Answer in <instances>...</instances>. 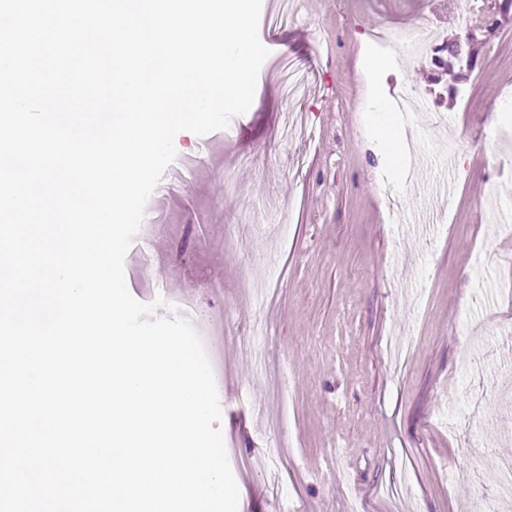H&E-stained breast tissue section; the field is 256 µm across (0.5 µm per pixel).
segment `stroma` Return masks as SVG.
I'll return each mask as SVG.
<instances>
[{"label": "stroma", "mask_w": 512, "mask_h": 512, "mask_svg": "<svg viewBox=\"0 0 512 512\" xmlns=\"http://www.w3.org/2000/svg\"><path fill=\"white\" fill-rule=\"evenodd\" d=\"M428 16L438 43L470 38L473 66L432 53L384 65L377 85L430 105L403 115L424 136L416 178L380 163L357 67L377 21ZM257 78L254 105L228 128L180 132L147 202L158 247L131 246L125 281L195 291L222 333V434L237 512H512L486 474L512 457V12L464 20L448 0H296ZM298 70L287 105L281 56ZM401 203L389 217V198ZM481 254L480 266L468 258ZM277 270L275 301L251 285ZM409 344L395 368L385 342ZM265 350L256 372L244 353ZM279 418L271 429L270 418Z\"/></svg>", "instance_id": "obj_1"}]
</instances>
